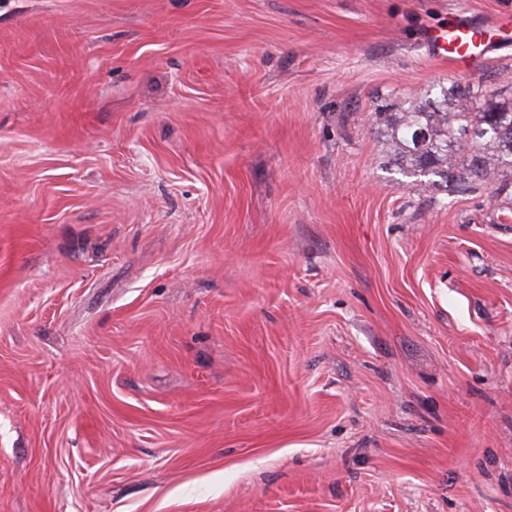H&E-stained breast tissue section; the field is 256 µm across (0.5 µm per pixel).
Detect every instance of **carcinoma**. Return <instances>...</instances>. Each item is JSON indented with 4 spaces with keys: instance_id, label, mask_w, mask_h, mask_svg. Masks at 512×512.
I'll return each mask as SVG.
<instances>
[{
    "instance_id": "carcinoma-1",
    "label": "carcinoma",
    "mask_w": 512,
    "mask_h": 512,
    "mask_svg": "<svg viewBox=\"0 0 512 512\" xmlns=\"http://www.w3.org/2000/svg\"><path fill=\"white\" fill-rule=\"evenodd\" d=\"M493 97L492 84L479 77L453 82L441 89V99L428 108L401 103L391 120L389 150L402 168L420 176L454 181L463 176L476 181L489 170L512 172V108H485ZM481 130L474 142L461 139L467 129ZM424 133L415 140L416 132Z\"/></svg>"
}]
</instances>
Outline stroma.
I'll return each instance as SVG.
<instances>
[{
  "instance_id": "1",
  "label": "stroma",
  "mask_w": 512,
  "mask_h": 512,
  "mask_svg": "<svg viewBox=\"0 0 512 512\" xmlns=\"http://www.w3.org/2000/svg\"><path fill=\"white\" fill-rule=\"evenodd\" d=\"M463 17L0 0V512H512V175L382 149Z\"/></svg>"
}]
</instances>
